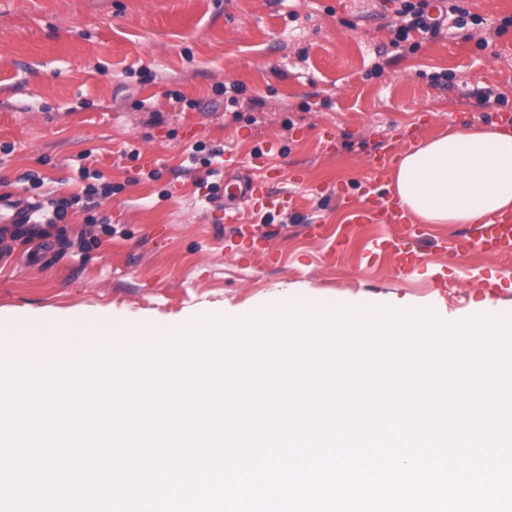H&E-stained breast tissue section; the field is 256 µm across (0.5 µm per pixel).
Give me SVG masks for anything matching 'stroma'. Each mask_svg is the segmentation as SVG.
Masks as SVG:
<instances>
[{"mask_svg":"<svg viewBox=\"0 0 512 512\" xmlns=\"http://www.w3.org/2000/svg\"><path fill=\"white\" fill-rule=\"evenodd\" d=\"M465 6L484 26L415 32L418 49L400 52L383 0H0V225L15 200L81 194V164L115 188L92 210L70 207L48 245L14 242L0 262V318L92 312L165 326L190 311L241 318L282 294L404 300L446 323L512 307V289L485 286L491 269L512 280V253L457 256L460 225L427 224L413 242L422 261L404 270L377 248L402 227L349 225L336 195L419 114L435 122L406 148L512 113V24L498 30L512 0ZM234 83L235 96L220 92ZM479 87L500 104L482 105ZM176 92L199 109L181 110ZM200 142L234 156L244 177L274 145L273 163L306 180H280L288 210L244 206L225 223L197 185ZM28 173L42 189L24 190ZM244 232L258 237L246 261Z\"/></svg>","mask_w":512,"mask_h":512,"instance_id":"1","label":"stroma"}]
</instances>
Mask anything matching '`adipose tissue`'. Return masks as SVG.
<instances>
[{
  "instance_id": "obj_1",
  "label": "adipose tissue",
  "mask_w": 512,
  "mask_h": 512,
  "mask_svg": "<svg viewBox=\"0 0 512 512\" xmlns=\"http://www.w3.org/2000/svg\"><path fill=\"white\" fill-rule=\"evenodd\" d=\"M396 193L428 224H470L512 208V132L455 131L405 153Z\"/></svg>"
}]
</instances>
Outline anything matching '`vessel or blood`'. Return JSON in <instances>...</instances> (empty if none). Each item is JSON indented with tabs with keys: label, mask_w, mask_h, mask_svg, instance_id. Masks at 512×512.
Segmentation results:
<instances>
[{
	"label": "vessel or blood",
	"mask_w": 512,
	"mask_h": 512,
	"mask_svg": "<svg viewBox=\"0 0 512 512\" xmlns=\"http://www.w3.org/2000/svg\"><path fill=\"white\" fill-rule=\"evenodd\" d=\"M398 154L397 146H390L374 153L370 159L371 176L365 181L364 191L357 206L351 210L355 224H402L411 225L412 217L399 198L379 192L383 173L391 168ZM256 166L267 169V177L246 179L224 194V209L232 213L246 204L268 212L287 208L289 200L281 193L273 192V181L280 176L279 168L270 164L269 151L255 154ZM456 253L467 256L476 252H512V211L495 213L472 224L451 243Z\"/></svg>",
	"instance_id": "1"
}]
</instances>
